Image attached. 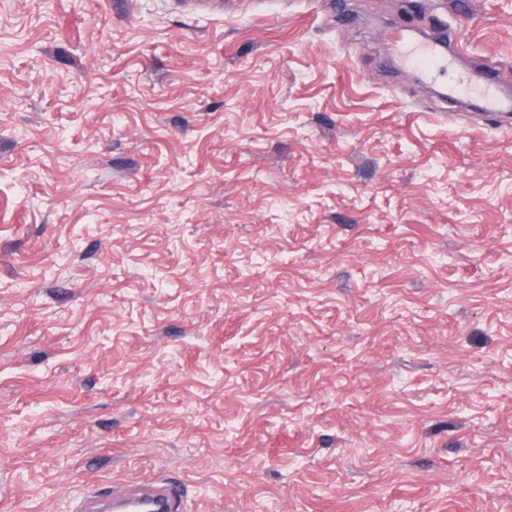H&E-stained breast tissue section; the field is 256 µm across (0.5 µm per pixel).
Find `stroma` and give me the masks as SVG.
Here are the masks:
<instances>
[{
    "label": "stroma",
    "mask_w": 512,
    "mask_h": 512,
    "mask_svg": "<svg viewBox=\"0 0 512 512\" xmlns=\"http://www.w3.org/2000/svg\"><path fill=\"white\" fill-rule=\"evenodd\" d=\"M336 2L0 0V512H512V0ZM391 39V49L403 58L412 68L413 73L432 79L438 72L445 71L448 66V58L442 55L440 43L450 44L455 37L448 33L446 28H442L439 38L428 43L412 44L406 35L400 33L392 35ZM410 45H413L411 49H409ZM485 102V111L495 113L500 117L507 114L510 117L512 102L510 99L499 98L493 91L491 83H486L477 89ZM130 497L131 500L129 501H152L156 505V508L162 512H181L184 510V500L181 491L172 485L157 483L148 485L135 494L128 496L112 497L109 493L97 494L87 501L84 510L79 509L76 510V512L94 511L102 502L111 499L121 500Z\"/></svg>",
    "instance_id": "stroma-1"
}]
</instances>
